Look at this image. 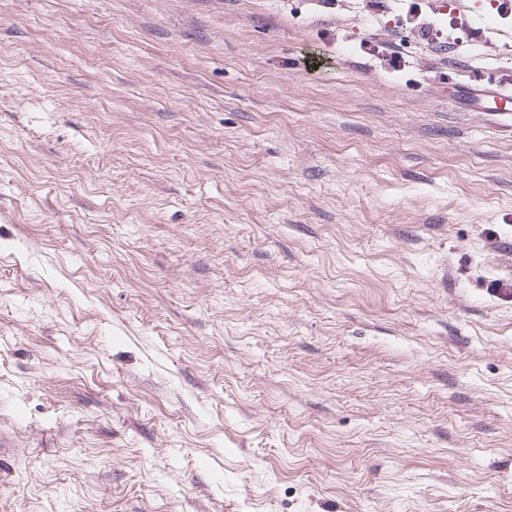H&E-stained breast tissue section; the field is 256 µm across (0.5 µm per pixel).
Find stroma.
I'll return each mask as SVG.
<instances>
[{
	"label": "stroma",
	"mask_w": 512,
	"mask_h": 512,
	"mask_svg": "<svg viewBox=\"0 0 512 512\" xmlns=\"http://www.w3.org/2000/svg\"><path fill=\"white\" fill-rule=\"evenodd\" d=\"M422 10L0 0V512H512V11ZM455 99L466 100L479 112H488L494 116L509 115L512 109V87L509 84L495 83L488 88L482 82L459 85L455 90Z\"/></svg>",
	"instance_id": "1"
}]
</instances>
